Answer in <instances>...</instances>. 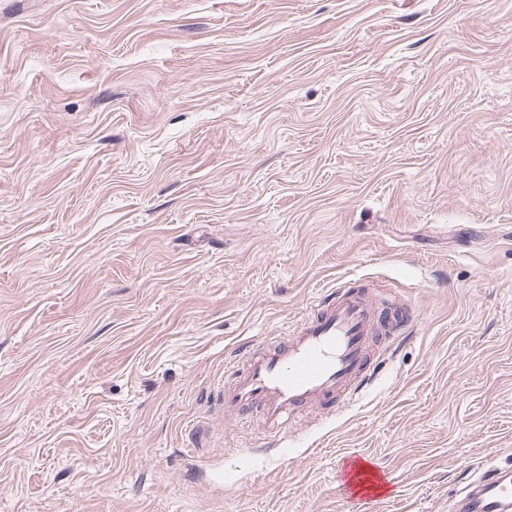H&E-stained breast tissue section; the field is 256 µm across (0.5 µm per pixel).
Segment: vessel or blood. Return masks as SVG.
<instances>
[{"label":"vessel or blood","instance_id":"vessel-or-blood-1","mask_svg":"<svg viewBox=\"0 0 512 512\" xmlns=\"http://www.w3.org/2000/svg\"><path fill=\"white\" fill-rule=\"evenodd\" d=\"M409 321L406 305L376 310L361 287L321 294L285 341L246 359L224 387V406L239 412L259 409L266 432L284 438L312 408H343L349 391L368 377L372 336ZM338 468L346 497L366 503L377 500L382 477L371 458L344 456ZM458 507L460 512H512V469L497 466L485 471Z\"/></svg>","mask_w":512,"mask_h":512}]
</instances>
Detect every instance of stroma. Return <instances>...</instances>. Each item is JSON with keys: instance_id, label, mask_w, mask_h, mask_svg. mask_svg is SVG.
Masks as SVG:
<instances>
[{"instance_id": "1", "label": "stroma", "mask_w": 512, "mask_h": 512, "mask_svg": "<svg viewBox=\"0 0 512 512\" xmlns=\"http://www.w3.org/2000/svg\"><path fill=\"white\" fill-rule=\"evenodd\" d=\"M345 281L412 324L272 441L224 384ZM489 459L512 0H0V512H448ZM338 468L344 477V482L341 485L347 499H356L365 503L375 501L380 498L378 489L382 484V479L389 482L386 474L371 458L366 456H343L338 461ZM376 470L379 474L375 472ZM354 495L358 496L353 498Z\"/></svg>"}]
</instances>
